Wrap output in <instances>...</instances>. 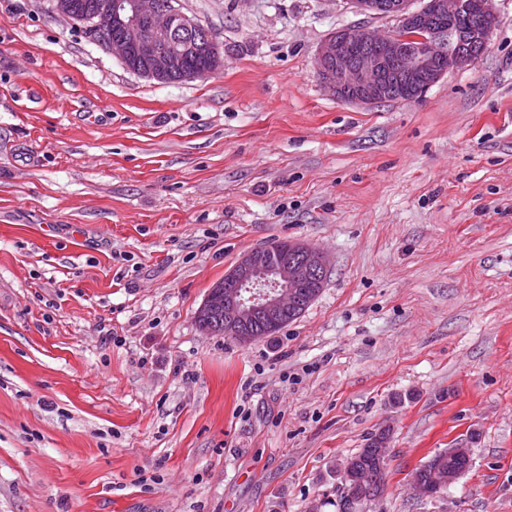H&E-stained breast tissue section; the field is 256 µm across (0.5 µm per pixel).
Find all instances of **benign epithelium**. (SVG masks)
I'll return each mask as SVG.
<instances>
[{"label":"benign epithelium","instance_id":"obj_1","mask_svg":"<svg viewBox=\"0 0 512 512\" xmlns=\"http://www.w3.org/2000/svg\"><path fill=\"white\" fill-rule=\"evenodd\" d=\"M352 10L394 25L385 33L346 26L329 34L315 57L318 76L336 98L350 104L378 105L390 98H419L450 69L471 66L486 49L498 24L496 0H479L470 16L468 0H346ZM56 12L93 34L92 42L125 67L150 80L173 75L193 80L224 67L220 46L206 68L187 69L184 59L195 44L182 37L196 27L193 17L162 0H108L83 15L72 0H54ZM448 18V27L438 20ZM328 264L318 249L284 241L276 256L258 248L244 254L224 274V331L242 338L261 326L275 327L299 305L301 289L313 288Z\"/></svg>","mask_w":512,"mask_h":512}]
</instances>
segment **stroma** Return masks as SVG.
<instances>
[{
    "mask_svg": "<svg viewBox=\"0 0 512 512\" xmlns=\"http://www.w3.org/2000/svg\"><path fill=\"white\" fill-rule=\"evenodd\" d=\"M224 67L146 79L0 0V512H337L389 429L371 512H512V0L486 52L361 107L315 54L389 20L345 0H181ZM273 239L326 253L249 343L195 312ZM471 450L439 497L412 472ZM386 437H389V432L386 430H383L380 434H371L367 438L364 448H360L346 460L353 470L367 477L366 484L361 486L360 491L366 490L367 494L379 499L384 494L388 477L386 454L379 450ZM374 497L362 495L359 498V508H356L351 505L349 500H344L343 496H339L336 500V506L339 512H355L359 509L361 512H367L377 502V498Z\"/></svg>",
    "mask_w": 512,
    "mask_h": 512,
    "instance_id": "stroma-1",
    "label": "stroma"
}]
</instances>
